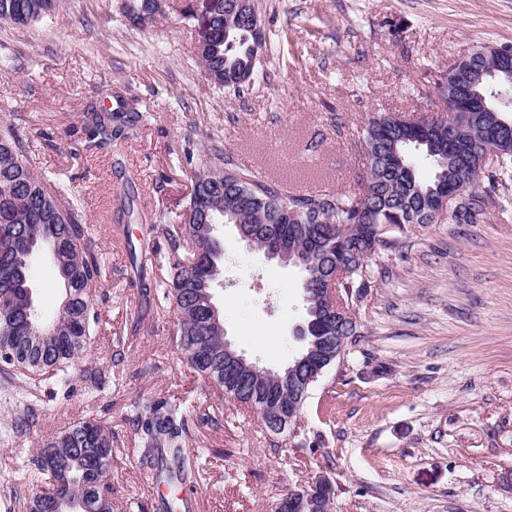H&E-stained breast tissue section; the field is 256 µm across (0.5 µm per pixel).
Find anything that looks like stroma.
<instances>
[{
  "instance_id": "stroma-1",
  "label": "stroma",
  "mask_w": 512,
  "mask_h": 512,
  "mask_svg": "<svg viewBox=\"0 0 512 512\" xmlns=\"http://www.w3.org/2000/svg\"><path fill=\"white\" fill-rule=\"evenodd\" d=\"M187 2L170 0L137 26L121 0H61L42 22L0 28V56L22 58L0 75V123L25 135L32 171L65 182L105 260L82 366L112 379L97 393L75 382L30 430L0 441V503L30 493L24 462L44 442L95 416L114 433L113 512H158L164 499L175 512H274L321 474L334 484L332 512H512L501 486L512 471V196L479 224L446 215L388 231L395 246L372 258L375 286L355 306L360 335L312 391L294 437L272 438L230 402L222 426L204 421L210 397L170 344L173 312L138 306L169 257L158 251L138 279L129 253L156 210L185 209L211 146L303 192L353 187L366 170L357 141L367 119L447 115L438 84L477 47L512 46V0H253L265 45L251 79L221 90L197 60ZM109 82L146 101L150 118L124 142L88 150L79 114ZM214 234L226 337L249 361L281 369L304 346V273L249 250L234 225ZM30 287L42 313H57L48 256L35 258ZM164 394L189 408L192 484L157 485L133 451L132 403Z\"/></svg>"
}]
</instances>
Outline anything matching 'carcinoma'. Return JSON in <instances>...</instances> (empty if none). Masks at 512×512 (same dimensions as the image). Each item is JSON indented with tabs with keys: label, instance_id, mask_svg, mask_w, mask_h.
<instances>
[{
	"label": "carcinoma",
	"instance_id": "cac0c4a2",
	"mask_svg": "<svg viewBox=\"0 0 512 512\" xmlns=\"http://www.w3.org/2000/svg\"><path fill=\"white\" fill-rule=\"evenodd\" d=\"M59 0H0V24L25 26L50 16ZM124 13L146 25L166 13L157 0H125ZM196 54L207 79L226 87L247 81L257 63L264 34L258 14L237 13L230 0H210ZM499 50L482 47L448 68L452 96L446 117L409 122L395 113L378 112L362 129L366 178L344 192L303 193L286 183H269L216 148L209 164L195 176L189 201L180 214H155L146 229L161 232L168 255L176 259L163 299L175 311L170 343L211 394L206 419L223 424V399L254 411L273 435H293L300 428L304 405L292 419L277 421L260 412L283 394H274L250 379L235 381L224 373V322L212 310L210 286L219 275L224 244L214 224H240L245 235L281 239L291 253L315 248L307 281L306 341L322 329L321 289L334 286L341 298L366 296L371 287L368 262L391 246L370 227L404 231L412 224H431L441 194L461 195L453 214L461 224H477L487 209L512 193V102L498 101V86L512 84L504 76L477 87L472 75L498 66ZM100 100L88 104L79 123L88 147H102L129 138L145 125L147 112L120 88L104 86ZM110 105L103 104V101ZM28 142L18 130L0 126V373L24 395L42 386L66 388L71 369L91 344L99 311L94 284L102 277L83 210L67 200L65 183L38 175L23 162ZM429 160L432 174L415 170L417 157ZM45 250L58 268L63 297L58 314L42 317L28 286L30 260ZM336 332L353 344L359 336L354 315ZM136 453L140 465L156 471L166 483L191 482L194 462L187 454L191 433L185 405L155 396L135 406ZM112 427L96 418L73 422L29 459L32 492L14 497L26 512H112Z\"/></svg>",
	"mask_w": 512,
	"mask_h": 512
}]
</instances>
